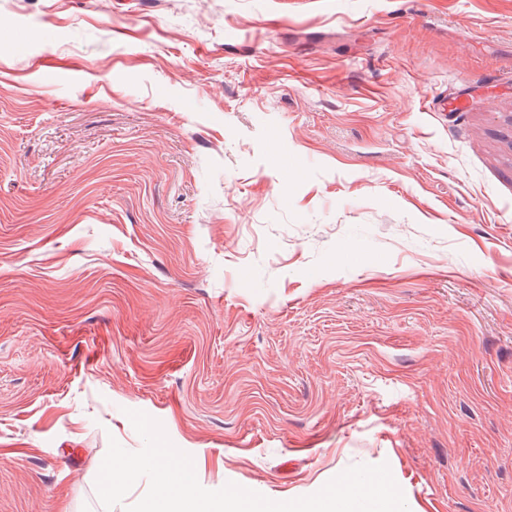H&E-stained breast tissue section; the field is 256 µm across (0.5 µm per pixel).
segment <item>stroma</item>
I'll return each mask as SVG.
<instances>
[{
    "mask_svg": "<svg viewBox=\"0 0 512 512\" xmlns=\"http://www.w3.org/2000/svg\"><path fill=\"white\" fill-rule=\"evenodd\" d=\"M130 409L512 512V0H0V512H125Z\"/></svg>",
    "mask_w": 512,
    "mask_h": 512,
    "instance_id": "stroma-1",
    "label": "stroma"
}]
</instances>
